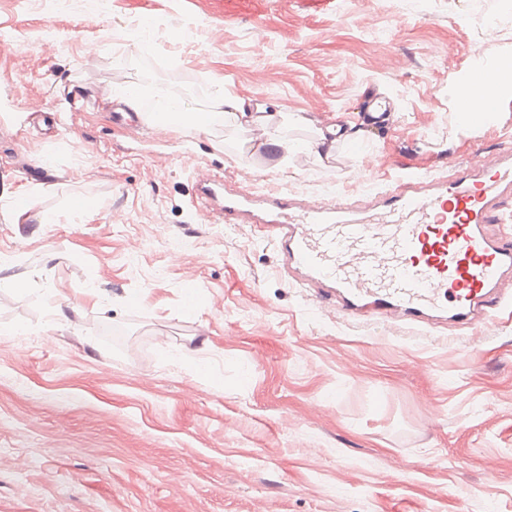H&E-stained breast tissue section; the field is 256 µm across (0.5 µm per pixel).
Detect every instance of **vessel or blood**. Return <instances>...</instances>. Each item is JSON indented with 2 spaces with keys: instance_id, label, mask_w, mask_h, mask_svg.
Segmentation results:
<instances>
[{
  "instance_id": "1",
  "label": "vessel or blood",
  "mask_w": 512,
  "mask_h": 512,
  "mask_svg": "<svg viewBox=\"0 0 512 512\" xmlns=\"http://www.w3.org/2000/svg\"><path fill=\"white\" fill-rule=\"evenodd\" d=\"M508 62L471 69L458 102L470 123L497 110L489 90ZM212 221L264 222L285 269L326 288L339 312L357 322L421 325L489 319L503 306L512 242L488 231L512 199V158L477 155L452 177L411 169L366 199H304L272 186L225 189L220 176L196 183Z\"/></svg>"
}]
</instances>
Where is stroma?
Listing matches in <instances>:
<instances>
[{"instance_id": "35a3bbf8", "label": "stroma", "mask_w": 512, "mask_h": 512, "mask_svg": "<svg viewBox=\"0 0 512 512\" xmlns=\"http://www.w3.org/2000/svg\"><path fill=\"white\" fill-rule=\"evenodd\" d=\"M478 2L0 0V512H512V305L485 331L360 324L194 204L201 164L357 197L512 150V93L455 116L476 60L512 55L505 0ZM175 77L205 81L192 110L304 114L299 151L279 166L230 122L130 140L127 87ZM76 86L94 110L62 113ZM373 90L388 125L304 150Z\"/></svg>"}]
</instances>
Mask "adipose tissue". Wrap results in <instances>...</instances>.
<instances>
[{
    "label": "adipose tissue",
    "instance_id": "adipose-tissue-1",
    "mask_svg": "<svg viewBox=\"0 0 512 512\" xmlns=\"http://www.w3.org/2000/svg\"><path fill=\"white\" fill-rule=\"evenodd\" d=\"M230 120L248 131L259 132L262 144L274 145L279 156L285 157L295 149L294 144L280 137L278 128L280 124L289 122L304 123V116L297 113L284 112H256L251 102L231 96H213L208 104L206 113L207 125H214Z\"/></svg>",
    "mask_w": 512,
    "mask_h": 512
}]
</instances>
